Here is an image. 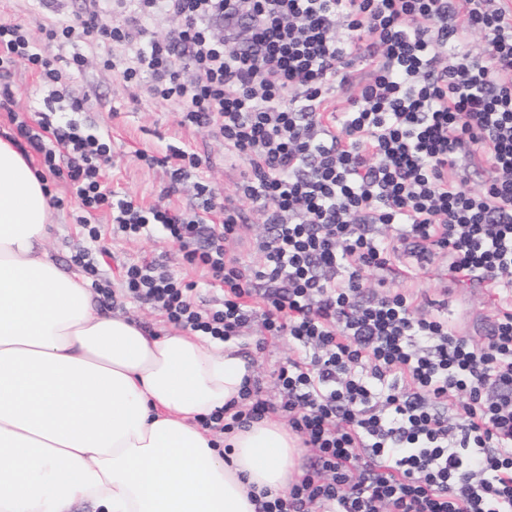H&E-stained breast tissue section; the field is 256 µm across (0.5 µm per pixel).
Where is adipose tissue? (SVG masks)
Masks as SVG:
<instances>
[{
	"mask_svg": "<svg viewBox=\"0 0 512 512\" xmlns=\"http://www.w3.org/2000/svg\"><path fill=\"white\" fill-rule=\"evenodd\" d=\"M42 181L0 138V512H255L285 491L300 440L271 416L226 435L197 421L236 397L224 342L151 335L94 309L43 242Z\"/></svg>",
	"mask_w": 512,
	"mask_h": 512,
	"instance_id": "ef3b65f1",
	"label": "adipose tissue"
}]
</instances>
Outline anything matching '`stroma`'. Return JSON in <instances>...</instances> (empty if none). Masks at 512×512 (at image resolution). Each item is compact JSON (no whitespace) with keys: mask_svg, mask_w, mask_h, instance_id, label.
I'll return each mask as SVG.
<instances>
[{"mask_svg":"<svg viewBox=\"0 0 512 512\" xmlns=\"http://www.w3.org/2000/svg\"><path fill=\"white\" fill-rule=\"evenodd\" d=\"M80 8L81 0H43L37 8L32 7L30 0H0V22L31 24L39 17L73 22L79 18ZM84 52L88 64L83 73L75 76L71 92L75 96L89 98L88 110L82 115L84 122L112 136V154L103 166L105 189L132 196L146 205L167 203L188 209L197 202L193 187L163 196L168 175L161 159L174 147L208 157L209 163L201 170V178L211 184L221 199L229 201L231 206L241 207L245 217L238 239L231 242L228 249L232 255L258 261L254 240L263 231L262 220L250 206L240 205L236 196V185L245 170L244 163L225 151L223 142L205 131L180 127L174 105L151 98L145 89L130 87L111 69L105 68V60L112 56V46L108 41L90 42ZM140 150L159 157V164L145 165L136 156ZM48 184L53 192L63 197L64 204L54 211V222L45 246L63 270L73 271L77 268L73 256L83 244L80 227L73 219L75 204L69 198L65 182L52 177ZM107 247L124 262L151 256L167 257L169 268L177 277L196 282V300L208 304L215 297L214 292L206 287L202 273L182 266L175 246L161 234L130 241L111 240ZM445 265L444 257H435L425 273L416 280L402 283L401 289L413 294L418 304L432 302L441 306L448 315L449 324L457 331L478 335L494 313L493 297L488 292H475L449 282ZM103 276L115 293V302L107 306V313L130 317L145 329L159 334L170 331V324L163 320L154 305L134 301L125 295L114 265H106ZM260 336L259 330H252L249 336L237 343L236 348L251 358L263 379L266 395L271 397L275 394V372L291 355L293 344L288 337L282 336L260 349L256 346Z\"/></svg>","mask_w":512,"mask_h":512,"instance_id":"stroma-1","label":"stroma"}]
</instances>
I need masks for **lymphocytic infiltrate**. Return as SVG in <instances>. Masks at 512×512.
Returning a JSON list of instances; mask_svg holds the SVG:
<instances>
[{
    "mask_svg": "<svg viewBox=\"0 0 512 512\" xmlns=\"http://www.w3.org/2000/svg\"><path fill=\"white\" fill-rule=\"evenodd\" d=\"M119 8L125 24L105 33L134 51L123 80L246 161L236 195L264 218L259 262L230 254L240 214L204 182L189 210L103 189L112 140L85 130L48 49L68 48L83 72V43ZM160 13L181 22L166 38L148 28ZM38 29L39 41L0 23V108L43 170L67 177L92 288L113 300L105 238L156 231L220 295L201 307L159 259L124 265L127 295L227 344L257 320L294 344L277 399L250 371L199 421L221 436L277 414L313 451L256 512H512V0H89L80 23ZM20 61L48 91L37 120L11 108ZM336 82L351 89L341 106L326 96ZM464 153L489 161L480 188L458 174ZM437 254L451 282L495 296L483 341L394 289Z\"/></svg>",
    "mask_w": 512,
    "mask_h": 512,
    "instance_id": "f902f5d3",
    "label": "lymphocytic infiltrate"
}]
</instances>
